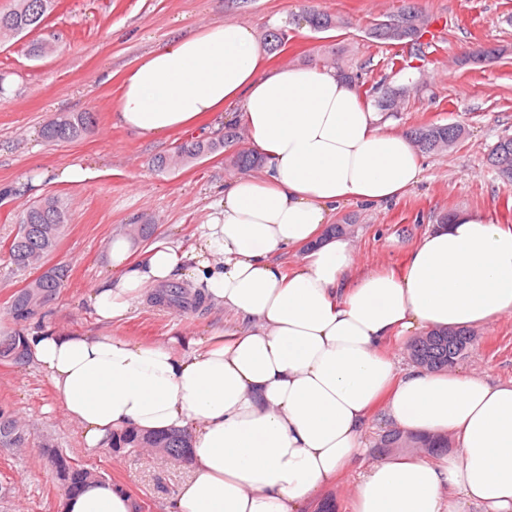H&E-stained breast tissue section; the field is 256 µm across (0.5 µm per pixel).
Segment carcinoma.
Here are the masks:
<instances>
[{"instance_id": "obj_1", "label": "carcinoma", "mask_w": 512, "mask_h": 512, "mask_svg": "<svg viewBox=\"0 0 512 512\" xmlns=\"http://www.w3.org/2000/svg\"><path fill=\"white\" fill-rule=\"evenodd\" d=\"M51 6V0H17L16 6L6 13H0V37L38 28L44 21ZM313 30L326 32L347 28V23L340 17L309 9ZM428 24L420 10L413 4L406 3L395 14L384 21L373 24L368 35L379 44L399 46L407 49L400 61L390 59L389 65L399 66L403 70L412 67V60L424 57L421 38ZM269 52L274 53L288 41V27L270 29L264 36ZM341 76L354 82L359 94L373 103L379 112H397L400 101L407 93L404 86L393 87L383 77L369 83L361 79L359 72L339 69ZM95 123L94 115L81 112L77 115H63L43 130L44 137L52 142L71 141L82 135ZM466 134L465 127L457 122L428 123L411 127L407 131L417 150L421 153H443L457 148ZM239 140V131L231 124L224 127V136L219 139H192L180 144L172 156H161L154 161L155 167L165 170L180 162L197 160L217 152L226 143ZM233 165L241 168H258L262 159L252 150H241L233 158ZM486 166L492 169L503 181L512 183V135L498 138L486 155ZM67 222L65 204L54 197L44 198L30 204L21 219L16 234L9 243L8 254L19 268L35 266L53 253L60 234ZM67 269L63 265L46 267L22 288L13 298L10 314L18 321L29 319L41 320L42 309L47 299L55 297L64 286ZM158 301L176 304L180 307L188 302L198 304L201 297L189 299L184 288L175 283L167 286L158 294ZM459 336V341L448 346V333ZM477 341L471 329L431 330L410 345L413 362L428 370H443L456 359L465 358ZM28 357L24 337L16 331L10 336H0V361L21 363ZM26 425L11 412L0 409V447L21 448L27 441ZM155 442L173 451L191 453L189 436L178 430H162L151 434H141L133 429L125 430L112 437V448L135 453L146 447V443ZM101 479L95 471L78 464H73L62 454L54 453V480L63 486L66 494H75L90 482Z\"/></svg>"}]
</instances>
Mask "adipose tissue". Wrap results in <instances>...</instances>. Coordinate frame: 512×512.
<instances>
[{"mask_svg":"<svg viewBox=\"0 0 512 512\" xmlns=\"http://www.w3.org/2000/svg\"><path fill=\"white\" fill-rule=\"evenodd\" d=\"M145 140L239 112L257 175H232L181 245L140 255L113 237V274L91 289L93 331L25 330L31 360L82 429L175 428L193 444L192 475L167 512H307L364 451L375 410L405 433L448 435L455 453H407L359 472L348 512H512V382L478 373L400 369L390 347L423 331L512 316V227L456 212L427 230L399 270L366 267L351 238L322 240L336 209L379 206L422 178L409 137L380 126L336 68L269 62L251 26L203 25L129 68L115 104ZM303 249L292 271L282 259ZM184 281L230 322L141 344L116 335L146 289ZM105 480L62 512H135Z\"/></svg>","mask_w":512,"mask_h":512,"instance_id":"1","label":"adipose tissue"}]
</instances>
